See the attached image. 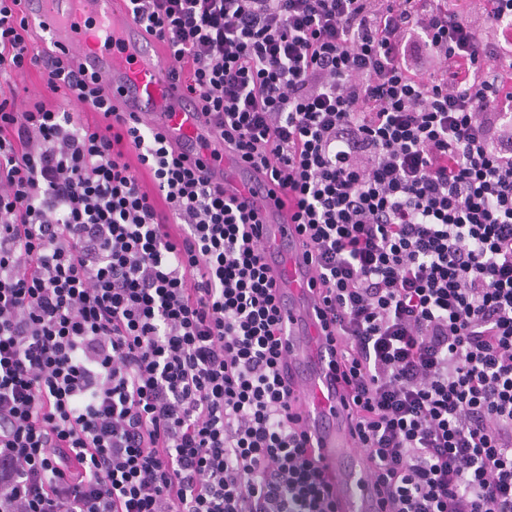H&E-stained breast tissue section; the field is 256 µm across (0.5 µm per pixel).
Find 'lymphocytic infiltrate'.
<instances>
[{
	"mask_svg": "<svg viewBox=\"0 0 512 512\" xmlns=\"http://www.w3.org/2000/svg\"><path fill=\"white\" fill-rule=\"evenodd\" d=\"M124 0L288 194L384 512H512V0ZM0 0V512H336L247 202ZM39 73L50 100L19 103ZM82 103L94 114L83 120Z\"/></svg>",
	"mask_w": 512,
	"mask_h": 512,
	"instance_id": "lymphocytic-infiltrate-1",
	"label": "lymphocytic infiltrate"
}]
</instances>
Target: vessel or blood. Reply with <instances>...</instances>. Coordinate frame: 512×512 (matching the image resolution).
I'll use <instances>...</instances> for the list:
<instances>
[{
    "label": "vessel or blood",
    "mask_w": 512,
    "mask_h": 512,
    "mask_svg": "<svg viewBox=\"0 0 512 512\" xmlns=\"http://www.w3.org/2000/svg\"><path fill=\"white\" fill-rule=\"evenodd\" d=\"M121 0H22L21 14L38 20L53 45L93 73L112 95L118 111L160 128L178 150L195 154L201 141H213L206 116L188 106L163 50L144 30L121 17ZM210 169L228 197L246 199L258 210L279 283L287 297L283 324L288 356L296 367L293 390L306 428L332 479L337 512H378L377 493L367 477L369 463L345 421L339 396L329 381L332 354L316 317L313 274L281 193L252 172L239 156L220 151Z\"/></svg>",
    "instance_id": "vessel-or-blood-1"
}]
</instances>
